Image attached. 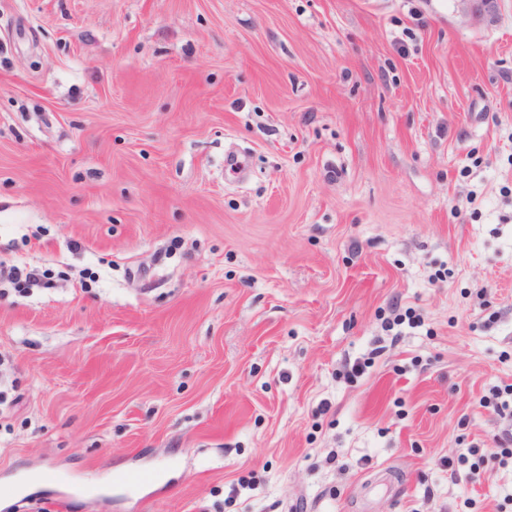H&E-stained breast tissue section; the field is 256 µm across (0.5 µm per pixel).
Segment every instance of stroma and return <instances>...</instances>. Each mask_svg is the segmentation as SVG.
<instances>
[{
	"label": "stroma",
	"instance_id": "35a3bbf8",
	"mask_svg": "<svg viewBox=\"0 0 512 512\" xmlns=\"http://www.w3.org/2000/svg\"><path fill=\"white\" fill-rule=\"evenodd\" d=\"M1 265L0 512H512V0H0Z\"/></svg>",
	"mask_w": 512,
	"mask_h": 512
}]
</instances>
